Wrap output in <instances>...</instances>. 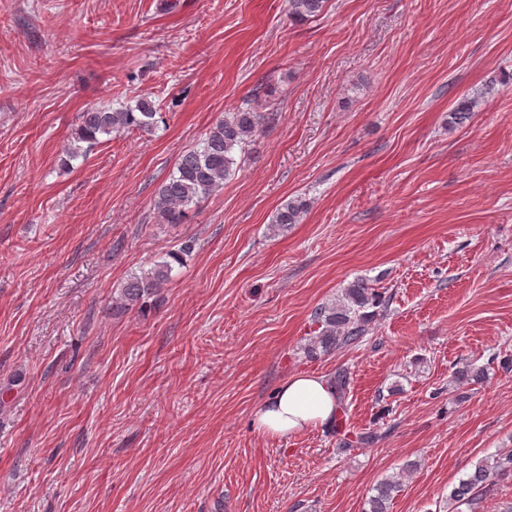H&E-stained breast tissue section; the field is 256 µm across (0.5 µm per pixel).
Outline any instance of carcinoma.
Masks as SVG:
<instances>
[{
    "label": "carcinoma",
    "mask_w": 512,
    "mask_h": 512,
    "mask_svg": "<svg viewBox=\"0 0 512 512\" xmlns=\"http://www.w3.org/2000/svg\"><path fill=\"white\" fill-rule=\"evenodd\" d=\"M327 0H287L288 16L296 23H304L320 16ZM162 120L161 113L152 99L142 96L135 105L115 110L87 109L81 113L74 144L67 149L71 158L78 156L80 144L93 146L102 136L123 132H150ZM264 121L260 112L249 108L228 112L213 125L198 147L183 154L176 171L159 187L155 207L163 222L181 224L191 205L210 195L223 185L224 180L235 174L236 151L245 146L259 131ZM309 209V202L293 198L279 207L272 216L270 230L274 233L288 230L292 224H300ZM194 249L191 241L167 253L168 259L150 270L133 276L121 290L120 301L125 305L141 302L168 280L172 263L181 264ZM382 302V294L366 282L357 280L344 288L338 301L315 309L312 322L317 335L310 338L307 352L328 354L341 345L361 341L370 318L369 307ZM486 377L483 367L467 364L455 372V379L479 383ZM512 476V450L509 449L492 460L477 462L461 479L448 497V512H461L460 507H471L493 490L501 479ZM402 486L401 476H391L376 487V495L368 500L366 512H390V505Z\"/></svg>",
    "instance_id": "cac0c4a2"
}]
</instances>
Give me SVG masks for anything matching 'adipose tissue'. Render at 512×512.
Segmentation results:
<instances>
[{"mask_svg": "<svg viewBox=\"0 0 512 512\" xmlns=\"http://www.w3.org/2000/svg\"><path fill=\"white\" fill-rule=\"evenodd\" d=\"M336 393L324 376L298 373L288 377L256 416L257 429L287 437L334 423Z\"/></svg>", "mask_w": 512, "mask_h": 512, "instance_id": "obj_1", "label": "adipose tissue"}]
</instances>
